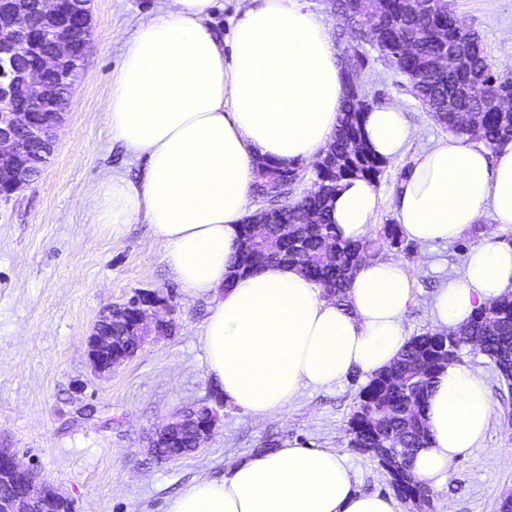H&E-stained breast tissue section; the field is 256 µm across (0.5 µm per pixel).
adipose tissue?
<instances>
[{
    "label": "adipose tissue",
    "mask_w": 512,
    "mask_h": 512,
    "mask_svg": "<svg viewBox=\"0 0 512 512\" xmlns=\"http://www.w3.org/2000/svg\"><path fill=\"white\" fill-rule=\"evenodd\" d=\"M212 8L213 0H171L124 42L107 122L113 139L144 159V177H106L92 198L98 223L150 224L181 288L210 297L207 373L227 402L262 419L300 389L329 390L352 372L368 379L391 365L418 297L411 273L382 259L361 263L341 302L282 264L225 287L258 162L323 156L348 86L327 21L304 0H249L227 46L206 25ZM364 130L387 161L399 160L411 137L395 104L373 107ZM391 203L403 235L421 245L456 241L487 210L512 225V142L492 150L478 137L448 135L418 156ZM378 204L374 184L345 181L328 201L339 238L368 237ZM511 291L512 244L491 233L471 247L462 277L432 295L431 312L453 333ZM425 414L429 441L413 472L439 485L478 448L491 401L476 372L454 362L437 376ZM166 512H397V504L356 491L340 451L288 440L235 462L223 478L197 477Z\"/></svg>",
    "instance_id": "adipose-tissue-1"
}]
</instances>
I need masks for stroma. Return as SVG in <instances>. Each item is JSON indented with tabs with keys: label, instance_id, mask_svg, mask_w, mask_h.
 I'll return each mask as SVG.
<instances>
[{
	"label": "stroma",
	"instance_id": "35a3bbf8",
	"mask_svg": "<svg viewBox=\"0 0 512 512\" xmlns=\"http://www.w3.org/2000/svg\"><path fill=\"white\" fill-rule=\"evenodd\" d=\"M170 2L92 0L93 37L54 152L37 181L0 203V448L33 464L76 512H165L195 477H223L233 462L287 439L345 451L358 491L392 494L377 461L347 446L362 378L328 391L301 389L282 414L262 420L226 403L207 374L201 340L210 298L179 287L150 225L95 221L94 185L113 174L138 182L145 170L144 160L113 140L106 119L122 44ZM452 3L479 34L492 67L512 68V0ZM365 52L370 68L363 81L378 91V104L403 108L413 132L404 156L387 163L376 184L382 198L376 222L383 225L394 218L391 198L405 169L447 131L395 66L374 47ZM490 232L512 242V226L486 214L454 242L385 251L415 279L418 301L405 317L407 336L432 329V293L460 278L468 251ZM138 290L170 294L174 332L112 372H95L85 339L98 313ZM462 362L487 387L490 422L475 454L456 461L433 487L432 504L448 512H497L512 494V386L482 354L463 355ZM191 405L208 406L218 417L204 450L175 460L153 457L151 432Z\"/></svg>",
	"mask_w": 512,
	"mask_h": 512
}]
</instances>
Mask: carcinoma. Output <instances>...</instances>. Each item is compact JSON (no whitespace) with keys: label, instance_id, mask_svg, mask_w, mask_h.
<instances>
[{"label":"carcinoma","instance_id":"obj_1","mask_svg":"<svg viewBox=\"0 0 512 512\" xmlns=\"http://www.w3.org/2000/svg\"><path fill=\"white\" fill-rule=\"evenodd\" d=\"M343 30L355 44L340 56L348 93L339 110L334 141L326 154L313 163L310 189L294 197L299 184L298 163L284 165L262 160V171L284 185L275 198L255 183L253 193L263 199L269 223L257 226L252 218L241 225L240 244L230 264L224 287L240 276L270 263L295 267L329 296L343 298L359 265L377 259L383 251L400 247L399 226L390 222L375 236L358 243L340 240L329 222L327 201L352 178L377 182L385 161L366 144L363 115L374 107L355 75L363 70L366 45L377 47L381 57L408 77L421 106L446 130L476 135L490 149L512 140V114L499 103L512 98V69L495 70L488 62L476 32L454 12L450 0H336ZM463 57V65L439 67L448 46ZM456 337L439 330L412 337L401 356L369 379L358 393L348 420V445L362 453L382 441L399 455L398 467L387 471L400 499L422 497L431 501L429 487L411 480L417 449L428 442L425 406L441 368L440 352L458 362L468 347L467 337L479 340L478 352L498 370L512 368V294L479 308ZM128 324H112V351L134 356L137 349L125 340ZM191 436L180 432L177 441L163 449L171 459L190 452Z\"/></svg>","mask_w":512,"mask_h":512}]
</instances>
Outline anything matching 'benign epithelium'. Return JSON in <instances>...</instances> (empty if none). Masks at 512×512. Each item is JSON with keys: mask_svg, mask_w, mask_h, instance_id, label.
Listing matches in <instances>:
<instances>
[{"mask_svg": "<svg viewBox=\"0 0 512 512\" xmlns=\"http://www.w3.org/2000/svg\"><path fill=\"white\" fill-rule=\"evenodd\" d=\"M74 20L82 27L91 28V12L85 0H0V185L8 184L7 195L0 194V202H8L32 183L33 169L40 166L41 155L53 151L57 133L66 113L59 82L40 74L33 75L23 67L22 61L33 55L42 57L45 72L59 73L63 65L78 56L77 42L59 39L42 48L49 31ZM9 69H4V64ZM48 106L53 109L45 120L37 110ZM171 303L161 291L139 290L126 302L105 309L98 317L86 340V351L94 369L100 373L125 361L123 357L105 358L112 350V336L104 325L128 317L137 330L135 342L142 345L149 336L171 329ZM216 423L213 411L199 414L198 409L187 407L172 415L152 437L150 447L157 452L177 431L188 428L194 434V450L203 448ZM22 480L32 491L49 500L64 498L57 489L41 479L37 470L19 461L8 449L0 450V484Z\"/></svg>", "mask_w": 512, "mask_h": 512, "instance_id": "7a95c632", "label": "benign epithelium"}]
</instances>
